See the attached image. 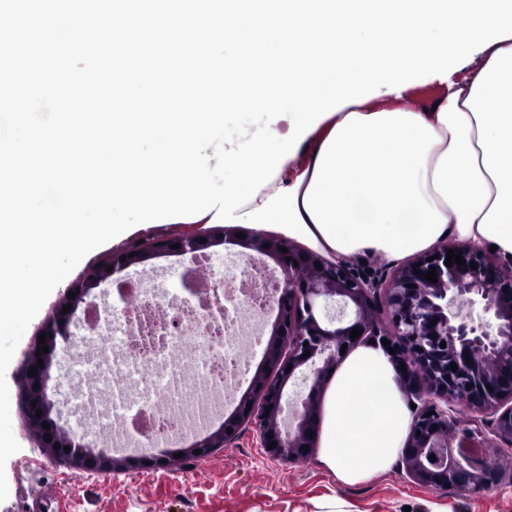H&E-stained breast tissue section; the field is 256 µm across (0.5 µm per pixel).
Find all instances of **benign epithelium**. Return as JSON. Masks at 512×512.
Wrapping results in <instances>:
<instances>
[{"instance_id": "1", "label": "benign epithelium", "mask_w": 512, "mask_h": 512, "mask_svg": "<svg viewBox=\"0 0 512 512\" xmlns=\"http://www.w3.org/2000/svg\"><path fill=\"white\" fill-rule=\"evenodd\" d=\"M198 239L197 233L186 232L164 241L161 251L195 257L210 248L232 245L246 259L262 257L265 265L278 272L270 293L276 315L249 390L240 395L233 411L218 415V428L191 438L180 449L183 456L204 457L233 441L242 427L250 425L269 458L291 464L306 457L301 447L313 449L319 434V393L329 370L343 358L342 345L349 349L356 345L351 332L358 328L363 337L390 341V348L395 350L393 358L405 365L401 370L404 390L421 401L400 458L408 478L431 490L453 488L470 493L490 491L504 484L502 470L488 464L486 449L495 447V438L512 447V262L490 252L488 246L444 243L386 275L362 277L345 262L305 253L281 236L251 232L238 238L236 230L228 228L222 236L208 237L204 243ZM174 243L180 248H171ZM281 246L287 252H281ZM449 249L462 253L465 265H445ZM154 258L156 250L137 249L125 262L109 263L111 271L103 267L89 279L69 287L75 296L67 300L72 308L58 314L46 328L50 348H56L57 337L68 334L78 301L114 273ZM472 262L477 268L470 267ZM432 267L436 268V283L423 278ZM463 299L480 304L491 322L485 327L468 322L456 308ZM332 303L343 310L352 309V317L321 319L319 306ZM307 350L310 356L305 358ZM453 363L457 366L454 371ZM53 365V356L39 355L27 359L23 366L24 407L29 418H35L40 411L41 419L49 424L47 429L37 427L39 436H50V441L42 442L49 454L75 469L95 473L130 471L151 459L97 451L84 442L85 435L59 425L61 411L48 394ZM303 366L310 370L309 392L290 410L283 404L284 393ZM32 368L37 369V375H28ZM448 402L490 415L494 438L461 425L446 407ZM270 442L275 443L271 449ZM66 446L70 451H64ZM472 447L480 448L479 453L464 452ZM198 449L201 453L194 454ZM432 454L433 461L429 459ZM151 460L161 464L159 457Z\"/></svg>"}]
</instances>
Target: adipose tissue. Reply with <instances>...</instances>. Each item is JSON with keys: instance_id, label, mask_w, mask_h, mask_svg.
Returning a JSON list of instances; mask_svg holds the SVG:
<instances>
[{"instance_id": "obj_1", "label": "adipose tissue", "mask_w": 512, "mask_h": 512, "mask_svg": "<svg viewBox=\"0 0 512 512\" xmlns=\"http://www.w3.org/2000/svg\"><path fill=\"white\" fill-rule=\"evenodd\" d=\"M385 93L332 113L253 201L297 187L321 256L396 260L444 238L496 246L512 259V38L440 82ZM413 422L389 354L355 347L323 397L320 459L355 485L387 472Z\"/></svg>"}]
</instances>
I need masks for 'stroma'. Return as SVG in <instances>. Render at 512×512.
Instances as JSON below:
<instances>
[{"instance_id":"35a3bbf8","label":"stroma","mask_w":512,"mask_h":512,"mask_svg":"<svg viewBox=\"0 0 512 512\" xmlns=\"http://www.w3.org/2000/svg\"><path fill=\"white\" fill-rule=\"evenodd\" d=\"M182 224L135 225L122 238L90 252L57 285L17 346L6 372L10 391L12 432L20 449L6 463L9 495L0 512H323L335 502L338 512H512V485L471 495L456 489L431 491L391 467L386 473L348 486L318 456L292 464L271 461L252 429L204 458L177 464L146 465L126 473H88L70 468L42 448L20 403L19 368L54 320L67 288L83 281L103 263L137 243L151 244L184 233ZM78 330L57 341L56 364L50 383L63 409L61 426L82 432L95 449H102L109 423L84 431L82 397L77 390Z\"/></svg>"}]
</instances>
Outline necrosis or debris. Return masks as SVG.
<instances>
[{
    "mask_svg": "<svg viewBox=\"0 0 512 512\" xmlns=\"http://www.w3.org/2000/svg\"><path fill=\"white\" fill-rule=\"evenodd\" d=\"M207 262H184V294L158 293L150 272L115 282L122 304L111 314L82 308L84 336L116 339L111 370L95 369L78 386L93 420L111 418L110 447L157 448L187 437L246 383L276 273L254 258L230 261L215 278L204 274Z\"/></svg>",
    "mask_w": 512,
    "mask_h": 512,
    "instance_id": "obj_1",
    "label": "necrosis or debris"
}]
</instances>
